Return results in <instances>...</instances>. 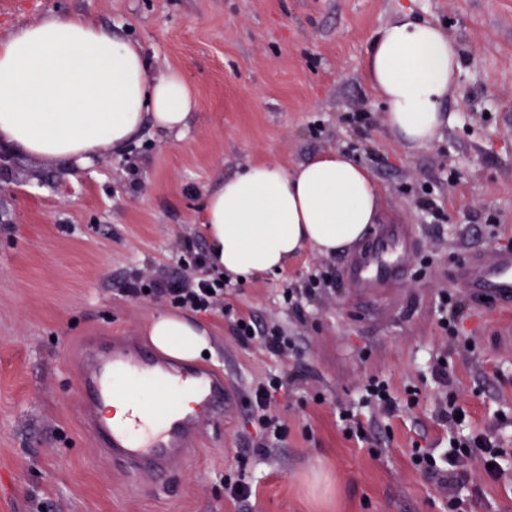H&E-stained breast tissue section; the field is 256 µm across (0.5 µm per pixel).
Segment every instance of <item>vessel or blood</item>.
<instances>
[{"label": "vessel or blood", "mask_w": 512, "mask_h": 512, "mask_svg": "<svg viewBox=\"0 0 512 512\" xmlns=\"http://www.w3.org/2000/svg\"><path fill=\"white\" fill-rule=\"evenodd\" d=\"M416 244L411 225H377L365 247L347 262L344 274L359 294L374 293L404 275ZM455 280L472 302L512 310V249L497 250L489 260L468 257L457 266ZM147 384L160 385L168 393H192L196 407L187 412L148 407L131 394L132 388ZM79 389L85 398V419L101 453L125 476L149 478L158 493L169 486L171 460L192 458L197 440L220 428L235 406L222 373L170 362L128 336L86 340ZM116 396L129 399L127 419L101 420L99 408Z\"/></svg>", "instance_id": "obj_1"}]
</instances>
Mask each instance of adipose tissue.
I'll list each match as a JSON object with an SVG mask.
<instances>
[{"instance_id": "adipose-tissue-1", "label": "adipose tissue", "mask_w": 512, "mask_h": 512, "mask_svg": "<svg viewBox=\"0 0 512 512\" xmlns=\"http://www.w3.org/2000/svg\"><path fill=\"white\" fill-rule=\"evenodd\" d=\"M459 66L444 30L399 12L368 55L390 133L415 146L429 143ZM195 109L182 71L154 75L139 45L91 18L49 13L0 39V147L83 167L103 153L123 152L145 124L181 134ZM378 209L372 179L344 152L292 169L255 163L206 199L208 262L237 281L283 269L307 249L333 254L356 243ZM147 334L179 360L209 347L206 329L178 313L153 317Z\"/></svg>"}]
</instances>
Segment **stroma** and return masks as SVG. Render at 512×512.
I'll return each mask as SVG.
<instances>
[{
    "instance_id": "1",
    "label": "stroma",
    "mask_w": 512,
    "mask_h": 512,
    "mask_svg": "<svg viewBox=\"0 0 512 512\" xmlns=\"http://www.w3.org/2000/svg\"><path fill=\"white\" fill-rule=\"evenodd\" d=\"M404 7L461 60L442 106L451 120L422 147L387 131L367 72ZM49 12L93 16L139 43L156 73L180 69L198 108L184 134L144 125L123 156L70 174L16 154L0 169V512H239L229 486L241 477L249 512H450L411 461L415 447H447L449 395L466 405L467 431L495 434L512 459V313L468 306L453 338L437 313L462 260L512 247V0H0V39ZM335 149L368 171L379 222L414 228L410 271L356 295L343 278L352 245L230 283L223 308L197 318L211 345L200 363L223 370L236 408L193 460L171 461L166 493L123 477L81 417L85 337L140 335L169 310L122 286L179 273L186 245L206 247L200 217L218 181ZM241 316L283 328L289 353L241 341ZM439 360L450 385L433 374ZM274 374L289 385L269 412L288 433L264 454L251 400ZM374 377L400 396L418 389L417 404L392 417L361 409ZM343 410L360 412L372 442L346 438ZM454 487L469 512H512V479L490 481L480 458Z\"/></svg>"
}]
</instances>
